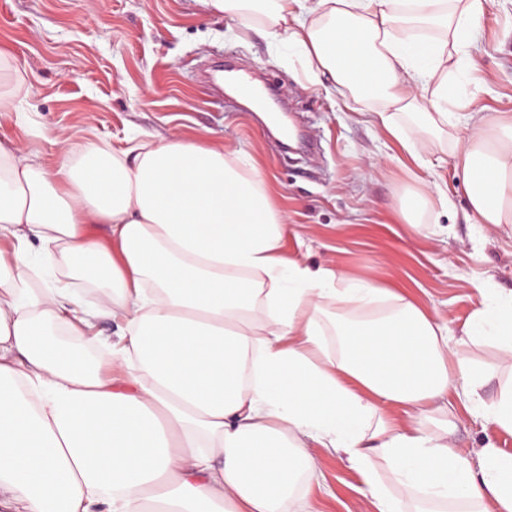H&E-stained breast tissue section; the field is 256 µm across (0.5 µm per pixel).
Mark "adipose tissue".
Masks as SVG:
<instances>
[{
  "mask_svg": "<svg viewBox=\"0 0 512 512\" xmlns=\"http://www.w3.org/2000/svg\"><path fill=\"white\" fill-rule=\"evenodd\" d=\"M197 2L260 19L307 85L377 98L412 156L446 139L469 215L512 229V113H466L462 139L448 109L487 0ZM287 235L260 168L221 144L65 139L47 166L0 143V512H299L321 449L374 512H512V454L464 453L448 424L459 403L512 434V385L484 403L446 320L288 258ZM105 316L107 356L76 351ZM465 337L512 371V299Z\"/></svg>",
  "mask_w": 512,
  "mask_h": 512,
  "instance_id": "1",
  "label": "adipose tissue"
}]
</instances>
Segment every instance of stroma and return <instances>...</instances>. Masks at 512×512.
Wrapping results in <instances>:
<instances>
[{"instance_id":"stroma-1","label":"stroma","mask_w":512,"mask_h":512,"mask_svg":"<svg viewBox=\"0 0 512 512\" xmlns=\"http://www.w3.org/2000/svg\"><path fill=\"white\" fill-rule=\"evenodd\" d=\"M0 46L32 85L18 111L0 115V140L20 143L46 165L56 163L60 139L119 148L136 133L222 144L265 173L272 198L288 213V257L403 289L456 336L483 303L477 283L495 298L512 296V237L467 221L446 142L427 139L413 160L368 122L377 99L350 108L324 88H302L299 54L260 24L205 14L195 0H0ZM218 68L275 89L301 139L296 151L282 150L238 98L216 94L210 76ZM457 88L467 95L460 111L512 113V0H491L462 57ZM432 182L448 191L453 207L407 210ZM464 352L486 371L479 393L493 401L511 375L492 347ZM449 420L463 451L512 453V435L464 409ZM320 460L325 481L311 490L314 512H373L355 472L329 454Z\"/></svg>"}]
</instances>
